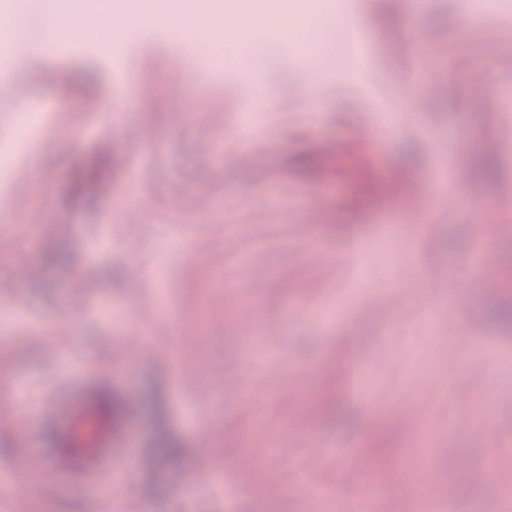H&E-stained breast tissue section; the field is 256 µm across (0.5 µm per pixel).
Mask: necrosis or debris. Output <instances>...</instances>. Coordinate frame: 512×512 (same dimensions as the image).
<instances>
[{"instance_id":"1","label":"necrosis or debris","mask_w":512,"mask_h":512,"mask_svg":"<svg viewBox=\"0 0 512 512\" xmlns=\"http://www.w3.org/2000/svg\"><path fill=\"white\" fill-rule=\"evenodd\" d=\"M332 0H78L77 9L88 15L89 26L81 30L82 39L99 42L96 23L101 18L119 15L139 29L156 26L188 31V22L204 15L211 29L231 33L224 43V60L236 62L239 49L257 33L286 35L302 49L307 60H319L320 20L333 9Z\"/></svg>"}]
</instances>
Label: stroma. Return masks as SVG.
<instances>
[{"label":"stroma","instance_id":"stroma-1","mask_svg":"<svg viewBox=\"0 0 512 512\" xmlns=\"http://www.w3.org/2000/svg\"><path fill=\"white\" fill-rule=\"evenodd\" d=\"M352 8L371 45L356 78ZM465 12L464 0H338L322 42L337 65L313 80L284 37L252 39L232 69L211 40L154 28L116 41L124 65L80 44L0 88V309L12 319L0 345V512H281L280 485L304 468L335 488L329 512H350L335 460L282 432L298 422L360 456L383 445L425 459L452 512H512V434L497 429L512 419V289L439 295L431 318L415 302L440 274L512 268V236L498 233L512 224V0L468 27ZM190 52L208 57L194 83L179 72ZM379 98L403 106L381 162L355 139ZM30 103L52 116L34 164L16 141ZM34 166L47 187L29 183ZM426 173L459 189L457 207L419 195L397 233L378 237L379 204L396 207ZM117 184L128 197L109 194ZM83 280L91 298L72 306ZM228 282L242 308L225 305ZM256 319L271 328L263 359L246 345ZM136 328L146 341L126 349ZM355 362L393 410L337 415ZM90 369L100 420L136 405L121 435L133 492L44 468L65 440L47 419H17L16 397L66 399ZM246 394L266 405L265 431L241 412ZM484 397L486 443L449 435ZM410 408L416 420L401 428ZM202 433L230 489L195 480ZM269 437L280 461L259 456ZM166 447L175 458L160 456ZM246 456L255 464L233 472ZM21 470L31 478L17 496L3 485Z\"/></svg>","mask_w":512,"mask_h":512}]
</instances>
